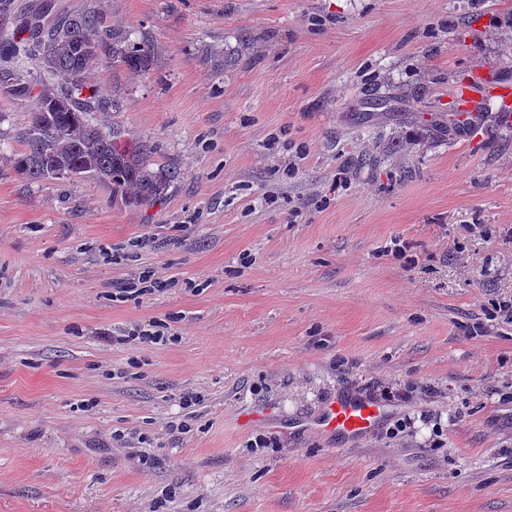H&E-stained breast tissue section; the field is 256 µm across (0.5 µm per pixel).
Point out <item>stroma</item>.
<instances>
[{
    "mask_svg": "<svg viewBox=\"0 0 512 512\" xmlns=\"http://www.w3.org/2000/svg\"><path fill=\"white\" fill-rule=\"evenodd\" d=\"M93 1L155 57L90 69L106 122L185 176L148 209L26 182L0 88V512H512V124L419 135L512 78V0H0V23ZM346 395L391 414L309 429Z\"/></svg>",
    "mask_w": 512,
    "mask_h": 512,
    "instance_id": "stroma-1",
    "label": "stroma"
}]
</instances>
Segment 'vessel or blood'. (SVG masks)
<instances>
[{"label":"vessel or blood","instance_id":"1","mask_svg":"<svg viewBox=\"0 0 512 512\" xmlns=\"http://www.w3.org/2000/svg\"><path fill=\"white\" fill-rule=\"evenodd\" d=\"M389 414L390 410L384 404L348 396L328 403L309 427L325 434L357 438L377 428Z\"/></svg>","mask_w":512,"mask_h":512}]
</instances>
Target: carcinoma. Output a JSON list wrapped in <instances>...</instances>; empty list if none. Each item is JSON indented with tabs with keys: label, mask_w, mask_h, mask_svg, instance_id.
<instances>
[{
	"label": "carcinoma",
	"mask_w": 512,
	"mask_h": 512,
	"mask_svg": "<svg viewBox=\"0 0 512 512\" xmlns=\"http://www.w3.org/2000/svg\"><path fill=\"white\" fill-rule=\"evenodd\" d=\"M102 62L146 72L154 54L115 31L98 6L45 29L25 23L0 30V87L33 104L12 168L32 183L92 179L126 206L149 208L168 196L181 168L157 163L156 146L128 141L117 128L94 121L96 113L122 108L85 80L88 67ZM463 124L451 114L446 123L429 124L428 132L439 136Z\"/></svg>",
	"instance_id": "cac0c4a2"
}]
</instances>
